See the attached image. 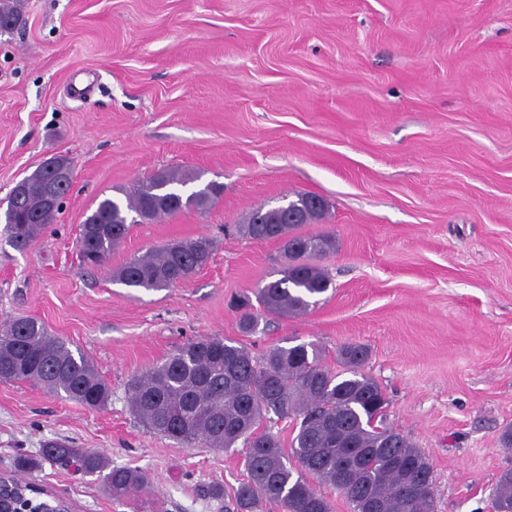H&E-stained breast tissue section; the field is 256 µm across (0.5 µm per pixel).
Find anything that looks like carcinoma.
I'll return each instance as SVG.
<instances>
[{
    "instance_id": "carcinoma-1",
    "label": "carcinoma",
    "mask_w": 512,
    "mask_h": 512,
    "mask_svg": "<svg viewBox=\"0 0 512 512\" xmlns=\"http://www.w3.org/2000/svg\"><path fill=\"white\" fill-rule=\"evenodd\" d=\"M22 21V0H0L1 27L14 28ZM55 178L44 166L26 177L17 221L3 228L16 250L30 248L56 220L70 185L62 187ZM200 178L193 171L163 170L138 182L123 201L103 199L80 225L79 254L94 256L93 266L106 263L131 229V212L152 220L184 209H210L224 185L211 181L187 191ZM51 187L59 200L46 205L43 196ZM314 199L313 194H299L295 200L306 210L309 224L326 212L324 206L309 207ZM262 218H269V212L259 207L236 225L246 238L280 246L281 278L257 289V303L268 313L301 315L333 287L319 259L336 250V240L301 233L302 222L258 223ZM211 254L212 242L205 236L173 241L131 257L112 277L128 288L162 290L191 278ZM238 308L243 310L241 331L253 332L250 297L240 299ZM367 359L365 346L343 345L337 351L343 370L335 373L321 364L313 343L276 346L257 357L233 340L200 336L135 376L128 399L150 429L186 446L229 449L243 442L246 478L235 490L234 512H255L262 502L281 512H333L318 484L336 489L350 512H364L368 502L373 503L369 512H434L429 459L384 423L388 399L364 372ZM0 382H28L94 410L110 397L108 385L84 354L32 316L0 325ZM288 418L299 426L286 450L262 426ZM40 455L98 476L116 500L150 488L143 471L113 467L104 455L71 441L45 444ZM491 512H512V468L497 480Z\"/></svg>"
}]
</instances>
